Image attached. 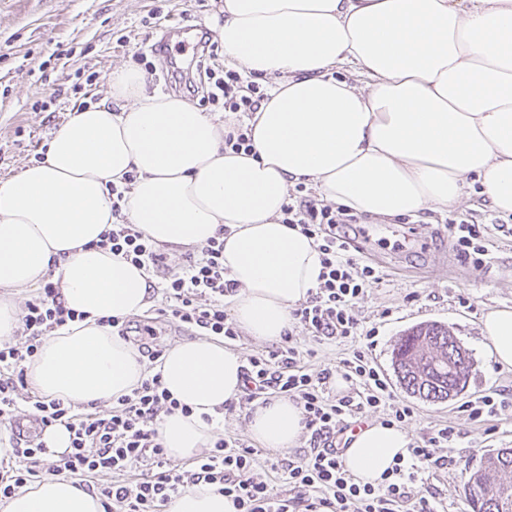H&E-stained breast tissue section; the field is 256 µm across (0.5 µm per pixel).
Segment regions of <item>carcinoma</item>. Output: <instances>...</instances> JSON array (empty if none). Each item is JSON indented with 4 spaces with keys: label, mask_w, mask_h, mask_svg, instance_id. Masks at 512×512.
<instances>
[{
    "label": "carcinoma",
    "mask_w": 512,
    "mask_h": 512,
    "mask_svg": "<svg viewBox=\"0 0 512 512\" xmlns=\"http://www.w3.org/2000/svg\"><path fill=\"white\" fill-rule=\"evenodd\" d=\"M457 338L448 326L438 322H425L404 331L394 346L392 362L401 387L410 395L428 402H442L448 398V386L459 393L467 385L473 363H466L453 375L430 373L423 364L424 355L437 357L454 353ZM512 452L507 456L483 457V463L468 471L463 484V494L471 512H509L499 507V500L507 491H512Z\"/></svg>",
    "instance_id": "carcinoma-1"
}]
</instances>
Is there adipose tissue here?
<instances>
[{
  "label": "adipose tissue",
  "mask_w": 512,
  "mask_h": 512,
  "mask_svg": "<svg viewBox=\"0 0 512 512\" xmlns=\"http://www.w3.org/2000/svg\"><path fill=\"white\" fill-rule=\"evenodd\" d=\"M226 63L269 79L246 121L250 154L224 147V127L184 97L147 93L144 74L114 68L107 94L74 108L43 160L0 181V343L19 329L16 297L57 282L83 320L46 336L27 364L41 396L109 407L148 375L135 345L108 317L141 314L155 276L97 246L112 223V187L125 214L165 247H200L227 227L224 267L238 285L233 321L276 343L291 312L319 287L317 243L280 221L288 189L313 185L326 202L381 219L444 214L471 196L512 213V0H223ZM351 66L349 83L336 75ZM136 172L133 184L124 176ZM488 354L512 368V307L481 320ZM245 360L222 341L175 343L156 366L162 386L193 413L162 416L169 457L210 447L225 401L241 393ZM265 448L303 434L286 397L256 405L248 423ZM406 429L370 423L344 463L379 484L406 456ZM0 512H105L74 480L43 478ZM167 512H236L216 486L186 488Z\"/></svg>",
  "instance_id": "adipose-tissue-1"
}]
</instances>
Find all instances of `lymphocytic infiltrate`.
<instances>
[{
    "label": "lymphocytic infiltrate",
    "mask_w": 512,
    "mask_h": 512,
    "mask_svg": "<svg viewBox=\"0 0 512 512\" xmlns=\"http://www.w3.org/2000/svg\"><path fill=\"white\" fill-rule=\"evenodd\" d=\"M195 71L206 88L202 104L222 105L225 113L235 117L224 136L225 147L236 153L251 152V139L241 119L258 109L264 93L238 70L221 65L214 43H204ZM123 200L122 191H113L114 222L101 233L99 247L133 265L165 269V277L152 286L160 316L197 336L236 339L239 329L228 318L224 299L234 295L238 286L224 267L223 234H216L200 249L187 250L180 266L167 271L166 253L127 222ZM280 221L317 242L322 282L293 309L292 331L275 346L250 356L241 398L251 402L285 396L295 401L302 410L306 450L274 460L263 457L245 436L227 434L188 464L174 463L162 445L158 422L162 415L177 411L186 415L190 409L171 397L155 373L103 414L79 413L62 400L30 396L33 418L47 428L65 427L69 446L51 455L44 443L24 446L19 438H12V454L0 459V499L51 474L76 480L89 493L100 495L106 512H165L173 497L200 483L220 486L237 512H441L440 502L413 498L409 485L419 474L453 464V457L434 454L435 449L452 447L453 426L435 428L414 439L407 458L375 486L356 484L341 459L339 436L352 422L372 418L380 410L383 424L401 426L415 414L410 405L393 404L391 387L372 361L375 331L365 328L355 315L368 289L381 280L374 267L351 253L349 234L336 231L337 225L355 224V216L319 200L306 184L298 183L288 189ZM503 228L500 219L477 224L463 214L448 222L459 257L476 268L486 263L489 230ZM75 318L51 281L25 303L20 340L0 345V426L10 427L18 420L19 393L28 384L26 364L43 338ZM298 329L319 343H349L351 351L335 367L311 368L309 360L315 351L297 343L294 332ZM338 379L348 383V390L333 392ZM102 472L117 474V481L107 486L95 483V476Z\"/></svg>",
    "instance_id": "obj_1"
}]
</instances>
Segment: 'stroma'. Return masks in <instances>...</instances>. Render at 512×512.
<instances>
[{"mask_svg": "<svg viewBox=\"0 0 512 512\" xmlns=\"http://www.w3.org/2000/svg\"><path fill=\"white\" fill-rule=\"evenodd\" d=\"M221 6V0H0V179L34 161L71 109L100 101L114 67L139 66L140 47L160 33L152 20L155 11L183 20L192 35L206 31L215 40L213 19ZM49 89L55 100L39 107ZM447 222L444 214L364 220L361 258L382 280L358 304L356 316L364 326L378 327L374 362L392 383L396 400L415 408L406 425L410 436L446 422L457 433L451 450L455 465L413 482L412 496H436L447 512H468L467 467L486 452L512 448V413L483 423L460 410L489 388L512 390V372L499 370L487 357L480 332L488 310L512 306V236L492 233L487 263L476 269L458 259ZM424 321L448 325L473 361L465 389L442 403L411 397L398 386L392 366L396 339Z\"/></svg>", "mask_w": 512, "mask_h": 512, "instance_id": "obj_1", "label": "stroma"}]
</instances>
